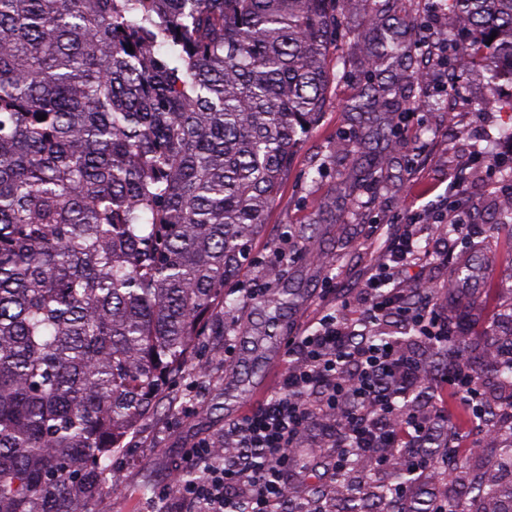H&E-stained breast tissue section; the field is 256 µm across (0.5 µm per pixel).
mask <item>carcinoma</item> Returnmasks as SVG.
<instances>
[{
	"label": "carcinoma",
	"mask_w": 512,
	"mask_h": 512,
	"mask_svg": "<svg viewBox=\"0 0 512 512\" xmlns=\"http://www.w3.org/2000/svg\"><path fill=\"white\" fill-rule=\"evenodd\" d=\"M349 0H0V512H90L112 456L203 349L224 285L274 203L301 137L320 120ZM368 21L352 60L368 79L343 105L354 156L338 189L355 200L389 178L373 144L425 83V38L401 0H364ZM460 29L437 35L462 56L512 64V0H424ZM501 73L486 100L501 104ZM46 116L43 121L40 116ZM476 310L458 307L436 355L498 395L512 370L468 335ZM470 336L464 348L462 337ZM506 445L500 476L472 449L404 448L439 468L452 461L446 512H512V413L476 411ZM366 494L340 512H396L389 483L366 460Z\"/></svg>",
	"instance_id": "carcinoma-1"
}]
</instances>
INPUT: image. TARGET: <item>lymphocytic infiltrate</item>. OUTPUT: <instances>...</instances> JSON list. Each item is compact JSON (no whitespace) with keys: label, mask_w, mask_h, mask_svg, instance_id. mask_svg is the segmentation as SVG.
Wrapping results in <instances>:
<instances>
[{"label":"lymphocytic infiltrate","mask_w":512,"mask_h":512,"mask_svg":"<svg viewBox=\"0 0 512 512\" xmlns=\"http://www.w3.org/2000/svg\"><path fill=\"white\" fill-rule=\"evenodd\" d=\"M417 225H392L380 262L360 289L362 309L348 302L322 310L313 330L288 341L290 362L279 387L257 409L225 426L218 442L184 449L194 481H174L158 492L153 512H283L290 500L286 475L302 438L321 427L332 450V469L348 470L371 457L387 469L410 467L406 448L433 439L437 406L410 408L415 392L433 381L412 353L358 332L357 323L384 317L418 326L422 340L440 342L444 319L413 310L399 279L418 255Z\"/></svg>","instance_id":"lymphocytic-infiltrate-1"}]
</instances>
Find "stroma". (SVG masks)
Instances as JSON below:
<instances>
[{"instance_id":"obj_1","label":"stroma","mask_w":512,"mask_h":512,"mask_svg":"<svg viewBox=\"0 0 512 512\" xmlns=\"http://www.w3.org/2000/svg\"><path fill=\"white\" fill-rule=\"evenodd\" d=\"M493 63L489 57L458 70L460 110L455 117L429 107L398 115V134L388 145L392 179L362 208L337 198L336 166H328L319 178L313 166L349 138L341 104L355 94L365 69L354 67L340 84H329L322 118L299 143L266 222L251 243L252 262L224 288L227 298L241 301L244 332L224 331L222 316L213 317L196 369L169 390L133 432L128 447L113 458L117 482L94 502V512H141L145 485L171 484L185 448L219 437L225 423L257 407L288 364L284 358L272 361V354L322 308L342 298L357 300L360 283L380 260L395 221L421 224L420 245L431 254L405 274V288L428 283L435 308L477 306L482 316L475 332L512 336V230L496 234L485 273L456 289L448 287L449 264L465 254L457 235L448 231L454 210L465 212L469 230H486L496 216L495 196L512 194V181L498 178L500 163L512 160V142L501 134L512 125V114L475 107L485 94V70ZM491 182L497 185L492 196L487 193ZM282 245L293 253L285 265L275 255ZM283 287L296 290L298 303L276 341H261L263 300ZM288 487L298 502L322 497L326 512H334L344 493L323 455L302 458L288 476Z\"/></svg>"}]
</instances>
